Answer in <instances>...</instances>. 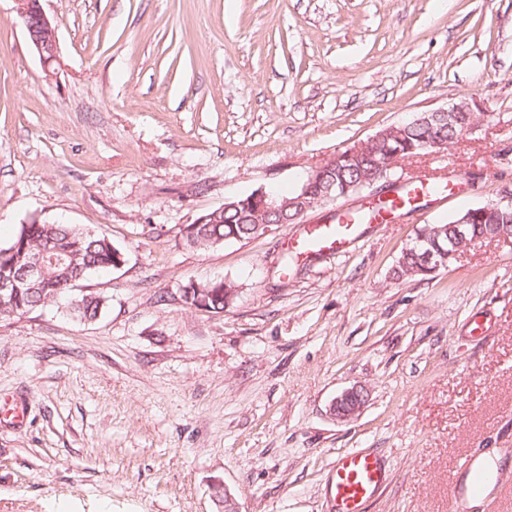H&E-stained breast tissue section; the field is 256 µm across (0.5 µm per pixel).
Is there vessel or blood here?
Returning a JSON list of instances; mask_svg holds the SVG:
<instances>
[{
  "instance_id": "obj_1",
  "label": "vessel or blood",
  "mask_w": 512,
  "mask_h": 512,
  "mask_svg": "<svg viewBox=\"0 0 512 512\" xmlns=\"http://www.w3.org/2000/svg\"><path fill=\"white\" fill-rule=\"evenodd\" d=\"M351 217V210L345 209L337 223L305 225L289 238L288 247L304 260L317 254L346 251L365 231L364 225L353 223ZM460 472L465 482L449 484L448 512H464L470 499L486 498L493 479L492 473L470 456ZM385 481L386 467L376 454L353 449L339 455L329 485L332 512H366L367 503L380 495Z\"/></svg>"
}]
</instances>
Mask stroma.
<instances>
[{
    "label": "stroma",
    "mask_w": 512,
    "mask_h": 512,
    "mask_svg": "<svg viewBox=\"0 0 512 512\" xmlns=\"http://www.w3.org/2000/svg\"><path fill=\"white\" fill-rule=\"evenodd\" d=\"M47 77L0 0V245L38 219L110 239L107 302L0 319V512H331L336 457L389 482L368 512H446L472 449L512 485V238L395 280L418 228L512 190V0H41ZM485 116L418 163L455 198L285 265L284 224L200 251L181 229L225 199L287 195L306 171L422 112ZM231 281L224 312L186 308ZM364 386L341 421L330 405ZM25 419H13L16 396ZM213 284H215V283L214 282L203 283V284L195 283V285H194V283H190L189 285H187L184 288L183 295H182V300H183L184 304H186L188 307L191 308L194 301L196 300V295H197L196 305L198 307H193V308H205V309H210V310H213L216 308H219V309L228 308L233 303V301L235 299L236 292H237V289L235 290L236 286L233 283L228 282V281H224V282L222 281V283H217L218 287L223 285V289L226 288L225 289L226 296H224L223 291L220 293V292H217L216 289H213ZM192 288H193L192 302H189L187 290L192 289ZM196 288H201L204 292L207 291V294H210L211 290H213L214 292L212 293V295L210 297H208V302H207L206 299L202 298L204 293H202L201 297H200V293L197 294L198 289H196ZM230 288H232V289H230ZM224 302H225V306H224ZM208 304L210 305V307ZM213 311H216L217 313L224 312V310H221V311L213 310ZM104 303V298L92 293L78 296V299L69 302L70 312L80 320H93L98 316ZM367 390L360 385L343 391L330 406V413L339 420H346L354 416L364 406Z\"/></svg>",
    "instance_id": "1"
}]
</instances>
